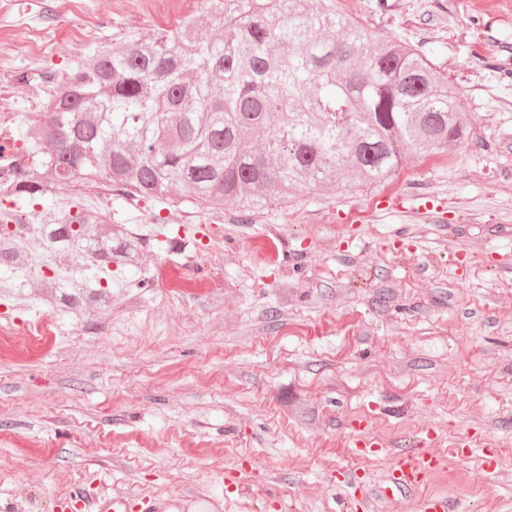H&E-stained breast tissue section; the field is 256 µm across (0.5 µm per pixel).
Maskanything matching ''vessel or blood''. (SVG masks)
Wrapping results in <instances>:
<instances>
[{
	"mask_svg": "<svg viewBox=\"0 0 512 512\" xmlns=\"http://www.w3.org/2000/svg\"><path fill=\"white\" fill-rule=\"evenodd\" d=\"M436 439V433L428 431L412 442L409 448L403 449L388 480L379 487V495L394 496L417 491L427 476L441 465L440 457L426 451L427 445ZM73 496L75 499L83 500L88 512H126L127 509L126 502L122 500L105 497L87 500L79 490L74 491Z\"/></svg>",
	"mask_w": 512,
	"mask_h": 512,
	"instance_id": "obj_1",
	"label": "vessel or blood"
}]
</instances>
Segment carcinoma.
Segmentation results:
<instances>
[{"label":"carcinoma","instance_id":"obj_1","mask_svg":"<svg viewBox=\"0 0 512 512\" xmlns=\"http://www.w3.org/2000/svg\"><path fill=\"white\" fill-rule=\"evenodd\" d=\"M145 44L123 36L56 80L15 140L39 161L0 204V296L81 315L112 301V263L137 242L85 198L103 176L123 199L177 195L248 215L301 186L383 183L406 155L466 138L456 89L409 43H372L336 0H206Z\"/></svg>","mask_w":512,"mask_h":512}]
</instances>
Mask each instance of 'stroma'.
<instances>
[{"label": "stroma", "instance_id": "stroma-1", "mask_svg": "<svg viewBox=\"0 0 512 512\" xmlns=\"http://www.w3.org/2000/svg\"><path fill=\"white\" fill-rule=\"evenodd\" d=\"M95 40L59 34V76L90 50L196 17L190 0H89ZM373 40L415 45L457 90L470 135L385 185L306 188L245 217L189 201L94 208L138 241L126 288L41 353L0 335V500L61 512L72 491L128 512H348L344 472L384 482L423 430L446 465L425 492L512 512V0H336ZM368 421L381 451L350 448ZM481 433L496 449L454 444Z\"/></svg>", "mask_w": 512, "mask_h": 512}]
</instances>
